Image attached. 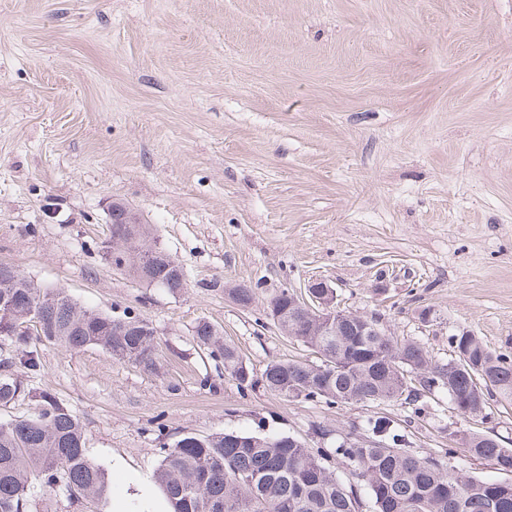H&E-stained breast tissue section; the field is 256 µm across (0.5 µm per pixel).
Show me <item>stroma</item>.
Returning a JSON list of instances; mask_svg holds the SVG:
<instances>
[{"instance_id": "1", "label": "stroma", "mask_w": 512, "mask_h": 512, "mask_svg": "<svg viewBox=\"0 0 512 512\" xmlns=\"http://www.w3.org/2000/svg\"><path fill=\"white\" fill-rule=\"evenodd\" d=\"M111 200L143 215L186 288L112 267ZM0 262L139 313L160 342L154 373L31 341L40 369L0 422L53 395L112 495L47 489L29 512H112L188 433L315 446L383 416L406 448L445 455L471 424L442 394L330 406L265 389L268 363L309 355L266 312L322 280L434 359L463 330L512 354V0H0ZM228 282L255 288L250 308ZM204 320L255 385L198 347Z\"/></svg>"}]
</instances>
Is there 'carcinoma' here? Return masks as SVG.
<instances>
[{
    "mask_svg": "<svg viewBox=\"0 0 512 512\" xmlns=\"http://www.w3.org/2000/svg\"><path fill=\"white\" fill-rule=\"evenodd\" d=\"M112 212V254L124 271L172 292L185 286L176 266L161 255L148 224L126 223L127 205L117 201ZM237 305L248 308L253 288L238 284L224 289ZM267 316L281 313L288 337L319 356L309 364L279 360L268 364L261 380L284 397L319 399L329 405L415 402L406 394L404 374L425 390L454 394L460 414L486 412V395L512 400V356L490 350L473 336L456 342L455 357L434 360L420 343H400L391 336L359 335L357 319L331 324L332 335L297 317L290 291L270 300ZM0 338L15 323L33 314L42 339L77 351L102 348L112 359L145 370L157 367L158 337L149 323L126 310L111 316L78 305L62 288H38L14 267L0 263ZM197 344L224 359V371L242 387L246 376L238 349L218 337L207 322L194 330ZM21 385L0 377V405L14 401ZM34 417L0 423V512H27L41 487L65 490L72 498H102L109 492L104 471L86 454L82 425L67 407L41 396ZM366 440L336 442L334 453L277 434L220 432L204 437L187 434L164 449L156 482L173 512H512V482L469 475L452 464L454 449L441 457H420L383 439L389 422L369 423ZM464 440L463 452L512 472V448L450 432Z\"/></svg>",
    "mask_w": 512,
    "mask_h": 512,
    "instance_id": "cac0c4a2",
    "label": "carcinoma"
}]
</instances>
